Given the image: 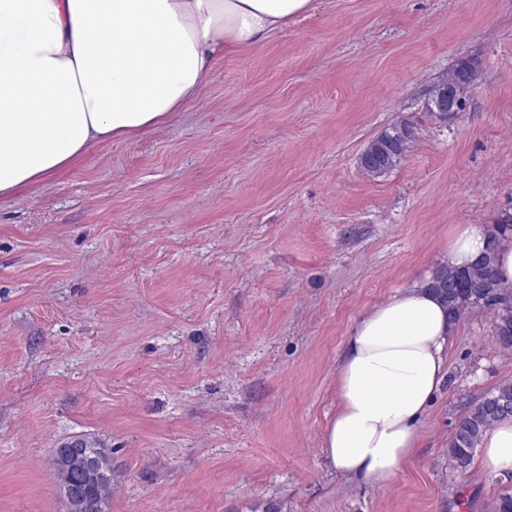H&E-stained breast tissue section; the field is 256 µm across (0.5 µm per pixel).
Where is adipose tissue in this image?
Returning <instances> with one entry per match:
<instances>
[{
    "label": "adipose tissue",
    "mask_w": 512,
    "mask_h": 512,
    "mask_svg": "<svg viewBox=\"0 0 512 512\" xmlns=\"http://www.w3.org/2000/svg\"><path fill=\"white\" fill-rule=\"evenodd\" d=\"M311 0H0V198L67 168L88 145L130 139L194 99L217 56L252 46ZM486 227L461 225L448 264L470 266ZM455 326L424 286L398 291L353 329L322 452L338 473L390 484L448 376ZM512 471V419L477 454Z\"/></svg>",
    "instance_id": "obj_1"
}]
</instances>
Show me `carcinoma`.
Segmentation results:
<instances>
[{
  "label": "carcinoma",
  "instance_id": "1",
  "mask_svg": "<svg viewBox=\"0 0 512 512\" xmlns=\"http://www.w3.org/2000/svg\"><path fill=\"white\" fill-rule=\"evenodd\" d=\"M470 62L460 59L453 65L444 83H454L465 89L471 85L467 77ZM414 139V127L400 121L374 138L359 157V168L378 177L398 165L407 155ZM512 236V222L501 219L487 225V246L479 260L464 269L440 265L427 281V289L448 309V317L459 321L475 306V299H483L482 307L492 315L491 336L498 347L512 352V286L505 285L497 271V252L503 242ZM512 417V381L499 384L481 400L472 403L457 418L448 445V457L454 467L465 472L471 466L483 436L496 423ZM80 451L100 462L96 476L87 494L96 505L95 512H105L112 493V456L108 448L84 438Z\"/></svg>",
  "mask_w": 512,
  "mask_h": 512
}]
</instances>
